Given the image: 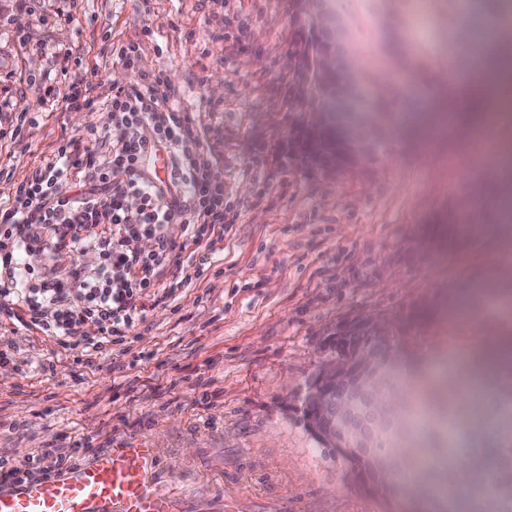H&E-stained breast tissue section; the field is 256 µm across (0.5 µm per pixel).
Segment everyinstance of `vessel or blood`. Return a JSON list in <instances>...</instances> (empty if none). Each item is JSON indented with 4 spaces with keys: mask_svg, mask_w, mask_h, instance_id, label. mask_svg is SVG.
<instances>
[{
    "mask_svg": "<svg viewBox=\"0 0 512 512\" xmlns=\"http://www.w3.org/2000/svg\"><path fill=\"white\" fill-rule=\"evenodd\" d=\"M148 444L125 445L42 479L0 484V512H177Z\"/></svg>",
    "mask_w": 512,
    "mask_h": 512,
    "instance_id": "vessel-or-blood-1",
    "label": "vessel or blood"
}]
</instances>
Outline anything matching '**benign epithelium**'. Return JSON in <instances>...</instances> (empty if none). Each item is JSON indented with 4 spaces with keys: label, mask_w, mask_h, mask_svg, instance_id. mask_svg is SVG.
Returning a JSON list of instances; mask_svg holds the SVG:
<instances>
[{
    "label": "benign epithelium",
    "mask_w": 512,
    "mask_h": 512,
    "mask_svg": "<svg viewBox=\"0 0 512 512\" xmlns=\"http://www.w3.org/2000/svg\"><path fill=\"white\" fill-rule=\"evenodd\" d=\"M328 0H304V12L313 30L320 35L317 40V73L330 84L333 91L336 119L332 121L336 130V142L343 144L352 155H361L372 148V140L359 123L345 120L347 101L356 97L355 81L345 73L338 37L330 36L331 14ZM394 357V348L382 333L381 328L372 329L370 336L345 333L336 338V356L326 361L309 386L303 418L308 428L328 446L335 448L337 455L354 465L351 472L368 488L376 492L388 490L385 476L372 467L353 459L351 448L357 436L356 422L351 410L341 401H333L330 386L338 388L358 381L370 387L371 398L379 409L386 407L378 383L373 376V367L381 360Z\"/></svg>",
    "instance_id": "obj_1"
}]
</instances>
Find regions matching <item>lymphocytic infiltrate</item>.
Returning a JSON list of instances; mask_svg holds the SVG:
<instances>
[{"label":"lymphocytic infiltrate","instance_id":"1","mask_svg":"<svg viewBox=\"0 0 512 512\" xmlns=\"http://www.w3.org/2000/svg\"><path fill=\"white\" fill-rule=\"evenodd\" d=\"M29 82L69 112L106 107L112 127L60 138L50 157L0 201V314L23 307V326L87 360H103L111 357L114 338L143 322L147 299L172 298L194 274L214 266V244L224 237L229 212L224 188L210 180L213 156L203 148L201 121L175 104L163 71L105 91L90 81L64 89L39 75ZM148 143L167 157L160 187L141 173ZM117 170L125 172L123 182L112 181ZM33 224L44 225L55 248L67 252L66 276L28 264L29 253L40 248L29 234ZM171 224L183 225L185 246L169 239ZM145 237L155 240V250L138 248ZM89 247L100 262L86 269L78 260Z\"/></svg>","mask_w":512,"mask_h":512}]
</instances>
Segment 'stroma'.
<instances>
[{
    "label": "stroma",
    "instance_id": "obj_1",
    "mask_svg": "<svg viewBox=\"0 0 512 512\" xmlns=\"http://www.w3.org/2000/svg\"><path fill=\"white\" fill-rule=\"evenodd\" d=\"M227 10L248 21L249 43L225 56L213 20ZM0 124L38 112L22 147L0 146V200L11 197L60 137L107 130L99 107L66 112L26 84L30 71L105 85L137 83L163 70L174 99L200 113L214 160L212 182L236 215L216 245L220 265L182 290L148 301L145 320L96 367L0 315V458L22 467L36 454L53 463L79 438L80 462L121 444L149 443L159 483L181 512H425L409 483L386 494L362 491L348 466L328 455L302 420L300 399L330 356L337 329L386 323L405 388L431 363L473 356L490 335L479 315L512 326L496 308V270L512 266V221L495 200L512 178H491L480 131L399 127L385 152L351 164L311 162L305 146L324 128L314 102L285 111L278 89L294 75L286 53L300 42L294 0H82L72 23L15 12L0 0ZM155 32L139 68L102 52ZM474 16L448 31V59L428 105L454 100L448 75L471 55ZM28 36L20 48L15 35ZM406 34L383 20L369 41L346 43L351 70L392 78L407 59ZM288 156L254 167L259 147ZM22 430H14V423ZM432 512H489L485 497L460 487L431 493Z\"/></svg>",
    "mask_w": 512,
    "mask_h": 512
}]
</instances>
